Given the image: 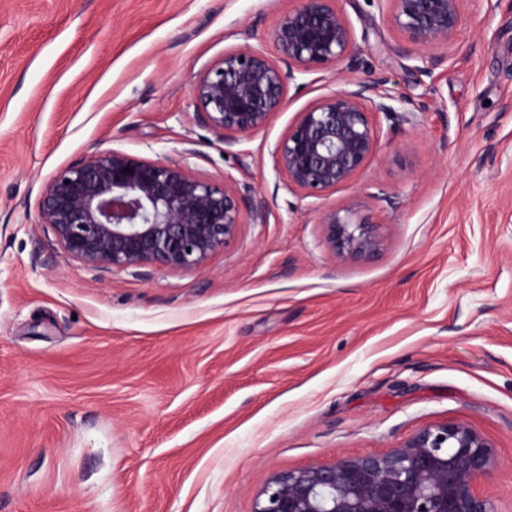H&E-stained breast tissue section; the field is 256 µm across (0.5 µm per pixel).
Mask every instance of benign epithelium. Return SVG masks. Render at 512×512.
Instances as JSON below:
<instances>
[{
  "instance_id": "obj_1",
  "label": "benign epithelium",
  "mask_w": 512,
  "mask_h": 512,
  "mask_svg": "<svg viewBox=\"0 0 512 512\" xmlns=\"http://www.w3.org/2000/svg\"><path fill=\"white\" fill-rule=\"evenodd\" d=\"M382 17L411 45L456 32L460 0H378ZM275 52L244 42L224 52L194 89L202 119L224 140L267 126L286 105V80L328 67L362 66L337 0H297L271 33ZM388 79L355 78L298 113L272 157L288 189L321 198L351 183L377 150L371 115L395 114ZM131 172H126V168ZM247 200L236 188L190 175L181 165L120 150L99 152L46 185L41 223L90 266H203L236 237ZM331 251L347 260L378 253L383 238L349 207L319 213ZM496 467L491 446L467 424L421 428L388 454L342 458L275 476L254 512H494L478 485Z\"/></svg>"
}]
</instances>
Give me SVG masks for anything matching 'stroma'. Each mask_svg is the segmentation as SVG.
Instances as JSON below:
<instances>
[{"label":"stroma","instance_id":"1","mask_svg":"<svg viewBox=\"0 0 512 512\" xmlns=\"http://www.w3.org/2000/svg\"><path fill=\"white\" fill-rule=\"evenodd\" d=\"M296 0H0V512H254L279 474L386 454L460 421L512 512V0H460L426 50L377 0H338L377 113L376 154L321 199L271 150L343 88L289 82L268 125L225 145L194 88L225 50L271 48ZM179 163L261 203L198 268L112 270L68 255L39 202L106 150ZM352 206L382 250L346 261L319 212Z\"/></svg>","mask_w":512,"mask_h":512}]
</instances>
